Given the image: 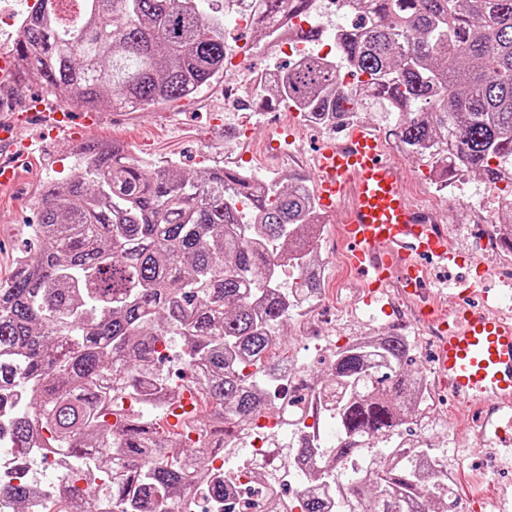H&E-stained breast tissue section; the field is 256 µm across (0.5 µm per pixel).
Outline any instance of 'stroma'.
Instances as JSON below:
<instances>
[{
  "mask_svg": "<svg viewBox=\"0 0 512 512\" xmlns=\"http://www.w3.org/2000/svg\"><path fill=\"white\" fill-rule=\"evenodd\" d=\"M233 81V73L227 72L189 100L140 111L109 109L101 125L73 134L54 135L38 126L23 124L22 137L32 139L37 149L20 183L13 190L0 193V283L11 277L18 257L36 253L37 243L30 237L28 226L36 218L45 186L72 176L81 145L116 140L140 161L158 165L170 160L191 174L223 166L229 157L235 156L244 167L269 183L287 185L291 167L296 166L299 158L309 156L316 141L326 136V129L304 125L292 113L280 109L272 114L225 111L224 88ZM33 100L42 101L48 112L67 108L44 86L17 79L0 83L1 117L28 111ZM273 117L296 131V139L289 146L292 156L282 163L269 158L264 150L269 120ZM228 128L236 129V138H225ZM478 182V177L469 175L451 181L444 191L449 210L455 211L459 219L450 230L451 236L467 258L466 267L449 276L461 279L484 270L488 273V287L498 290L505 286L498 271L512 266V251L502 248L487 257L472 248L473 228L483 223L484 217L479 211L464 209L462 199ZM449 276L438 270L433 273L435 299L443 305L448 298L441 286ZM324 280V306L307 325L292 322L287 330L291 351L305 364L310 376H325V359L330 350L351 337L395 330L409 336L416 348L414 368L431 382L434 417L439 423L427 439L438 461L448 467L454 497L462 512H512V450L479 437L476 412L449 396L435 373V338L429 328L417 325L408 308L398 319L383 315L371 322L363 318L354 309L359 278L353 272L332 267L325 270Z\"/></svg>",
  "mask_w": 512,
  "mask_h": 512,
  "instance_id": "obj_1",
  "label": "stroma"
}]
</instances>
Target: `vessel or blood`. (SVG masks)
Wrapping results in <instances>:
<instances>
[{
  "label": "vessel or blood",
  "mask_w": 512,
  "mask_h": 512,
  "mask_svg": "<svg viewBox=\"0 0 512 512\" xmlns=\"http://www.w3.org/2000/svg\"><path fill=\"white\" fill-rule=\"evenodd\" d=\"M39 118L54 133L101 122L96 112H43ZM31 146L17 122L0 119V192L17 183ZM311 176L320 211L339 219L347 268L364 277L365 305L377 303L389 312L382 298L394 284L405 301L418 302L429 292L428 261L443 269L462 262L434 210L410 196L406 172L366 123L346 124L321 141ZM474 291L471 285L459 291L451 312L425 307L421 316L437 327L439 377L458 399L484 409L483 437L511 447L512 318L490 305L476 308Z\"/></svg>",
  "instance_id": "obj_1"
}]
</instances>
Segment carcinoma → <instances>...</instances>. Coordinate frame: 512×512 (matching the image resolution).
Instances as JSON below:
<instances>
[{
    "label": "carcinoma",
    "mask_w": 512,
    "mask_h": 512,
    "mask_svg": "<svg viewBox=\"0 0 512 512\" xmlns=\"http://www.w3.org/2000/svg\"><path fill=\"white\" fill-rule=\"evenodd\" d=\"M35 0L18 21L16 70L82 109L139 110L193 97L224 73V30L234 17L216 0ZM258 40L282 18L328 36L334 60L315 53L282 68L264 88L274 106L301 105L335 128L352 112H379L404 151L425 152L439 178L448 171L502 180L512 166V0H344L331 32L319 0H248ZM344 70L365 77L359 93L340 86ZM322 217L313 192L295 179L282 190L235 168L190 175L145 168L114 142L85 145L66 181L46 187L39 243L0 283V448L26 456L39 432L47 447L109 461L107 499L64 491L56 512H181L190 491L233 501L237 512H336L337 490L368 512H448L424 490L437 460L426 440V378L408 370L413 348L397 332L356 336L330 351L326 379L305 380L281 407L268 391L305 369L288 355L285 328L294 297H314L324 280L314 249ZM500 241L512 251V189L504 195ZM295 275L284 284L282 268ZM178 344L194 391L224 413L192 421L207 445L283 416L288 468L301 474L290 504L259 474L262 493L244 502L208 471L202 443L175 450L150 414L172 398L157 369L160 347ZM138 396L140 416L115 412L114 394ZM333 429L326 447L309 417ZM24 484L0 485V512H21Z\"/></svg>",
    "instance_id": "carcinoma-1"
}]
</instances>
